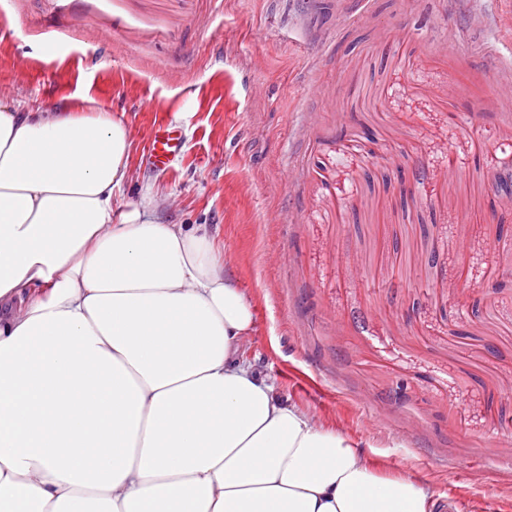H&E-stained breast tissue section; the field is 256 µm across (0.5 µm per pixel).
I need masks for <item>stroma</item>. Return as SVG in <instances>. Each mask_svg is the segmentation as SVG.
Masks as SVG:
<instances>
[{
  "instance_id": "35a3bbf8",
  "label": "stroma",
  "mask_w": 512,
  "mask_h": 512,
  "mask_svg": "<svg viewBox=\"0 0 512 512\" xmlns=\"http://www.w3.org/2000/svg\"><path fill=\"white\" fill-rule=\"evenodd\" d=\"M505 87L512 0H0V100L123 114L119 199L223 243L244 357L461 512H512ZM183 149L181 134L170 126L159 125L152 134L148 163L157 168L167 167Z\"/></svg>"
}]
</instances>
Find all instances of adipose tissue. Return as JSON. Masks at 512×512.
<instances>
[{"instance_id": "ef3b65f1", "label": "adipose tissue", "mask_w": 512, "mask_h": 512, "mask_svg": "<svg viewBox=\"0 0 512 512\" xmlns=\"http://www.w3.org/2000/svg\"><path fill=\"white\" fill-rule=\"evenodd\" d=\"M123 115L0 101V512H434L241 350L206 225L132 178Z\"/></svg>"}]
</instances>
